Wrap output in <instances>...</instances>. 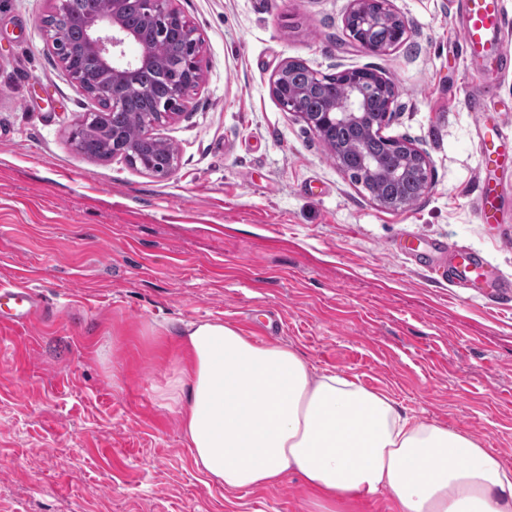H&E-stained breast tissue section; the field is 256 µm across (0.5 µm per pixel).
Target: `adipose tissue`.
Listing matches in <instances>:
<instances>
[{"label": "adipose tissue", "mask_w": 512, "mask_h": 512, "mask_svg": "<svg viewBox=\"0 0 512 512\" xmlns=\"http://www.w3.org/2000/svg\"><path fill=\"white\" fill-rule=\"evenodd\" d=\"M181 340L187 362L165 396L196 469L225 491L298 472L317 512L383 493L391 512H512V465L480 441L233 324L189 322Z\"/></svg>", "instance_id": "obj_1"}]
</instances>
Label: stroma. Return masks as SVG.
Segmentation results:
<instances>
[{
	"instance_id": "stroma-1",
	"label": "stroma",
	"mask_w": 512,
	"mask_h": 512,
	"mask_svg": "<svg viewBox=\"0 0 512 512\" xmlns=\"http://www.w3.org/2000/svg\"><path fill=\"white\" fill-rule=\"evenodd\" d=\"M459 2L393 0L408 33L378 54L348 38V0H174L206 71L156 128L177 155L158 177L76 151V118L100 106L40 25L54 0H0V281L47 310L0 334V512H311L300 474L227 492L196 470L162 391L179 329L200 320L359 377L512 465V296L387 249L441 241L512 277V168L483 167L476 148L485 131L512 135V68L463 55ZM296 59L393 82L383 134L431 163L414 205H377L281 109L270 81ZM487 86L482 123L465 97ZM482 173L499 190L495 224L479 221Z\"/></svg>"
}]
</instances>
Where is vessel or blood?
Here are the masks:
<instances>
[{
  "label": "vessel or blood",
  "mask_w": 512,
  "mask_h": 512,
  "mask_svg": "<svg viewBox=\"0 0 512 512\" xmlns=\"http://www.w3.org/2000/svg\"><path fill=\"white\" fill-rule=\"evenodd\" d=\"M462 45L471 61L490 72L505 71L512 64V46L506 41V22L502 0H461ZM478 216L482 223H498L499 195L490 181L480 180ZM425 261L433 273H447L450 280L469 288H482L493 296L512 294V279L490 265L480 254L455 251L435 242ZM42 303L32 289L0 284V331L32 323Z\"/></svg>",
  "instance_id": "vessel-or-blood-1"
}]
</instances>
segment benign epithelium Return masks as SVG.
Returning a JSON list of instances; mask_svg holds the SVG:
<instances>
[{"instance_id": "7a95c632", "label": "benign epithelium", "mask_w": 512, "mask_h": 512, "mask_svg": "<svg viewBox=\"0 0 512 512\" xmlns=\"http://www.w3.org/2000/svg\"><path fill=\"white\" fill-rule=\"evenodd\" d=\"M174 0H143L144 19L149 24L160 20L161 37L168 36L170 30L177 32L175 44L178 53L174 57L180 72L177 84L167 85L162 97L142 87L136 80L141 64L153 62L161 68L168 66V59L156 53L152 44L144 40L143 32L126 22L130 0H85V20L83 40L77 45L70 44L61 33H49L54 54L62 63L69 79L84 94L101 102L114 105L126 97L139 100L159 120L166 121L179 114L185 93L199 84L206 63L200 50L201 39L196 28L173 6ZM344 27L349 39L363 49L386 53L401 44L407 33V26L392 7L391 0H349L344 16ZM387 29L390 36L383 42L372 39V35ZM128 43L140 46V54L129 58L125 52ZM96 58L99 68L95 81L87 83L72 62L78 56ZM292 63H284L275 73L270 92L282 109L296 114L308 128L324 143H329L328 132L338 126L352 129L359 135L375 133L392 122L395 115L397 94L393 84L375 71L364 68H347L339 71L341 86L337 93L327 95L321 91L323 75L308 69L310 81L297 95L313 93L319 101V111L300 112L295 107V98H284L281 87L288 82ZM375 87L381 99L378 112L366 111V88ZM391 150L396 161L390 167L364 152L357 156L359 167L369 176L401 182L406 167L414 165L420 172L421 187L413 196L396 199L378 198L379 206L392 210H404L412 206L430 188V161L427 154L405 140H393Z\"/></svg>"}]
</instances>
